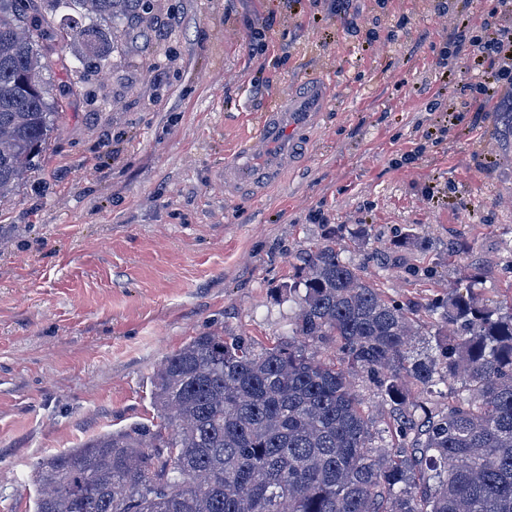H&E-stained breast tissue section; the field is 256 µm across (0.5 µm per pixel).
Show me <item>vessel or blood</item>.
<instances>
[{
  "instance_id": "1",
  "label": "vessel or blood",
  "mask_w": 512,
  "mask_h": 512,
  "mask_svg": "<svg viewBox=\"0 0 512 512\" xmlns=\"http://www.w3.org/2000/svg\"><path fill=\"white\" fill-rule=\"evenodd\" d=\"M332 72L320 71L275 101L254 119V131L224 159V191L261 199L305 159L313 131L324 120L335 95Z\"/></svg>"
}]
</instances>
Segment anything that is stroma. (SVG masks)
I'll return each instance as SVG.
<instances>
[{
    "instance_id": "35a3bbf8",
    "label": "stroma",
    "mask_w": 512,
    "mask_h": 512,
    "mask_svg": "<svg viewBox=\"0 0 512 512\" xmlns=\"http://www.w3.org/2000/svg\"><path fill=\"white\" fill-rule=\"evenodd\" d=\"M496 0H158L161 34L77 83L23 182L0 198V512H31L42 457L156 420L151 378L192 337L287 338L288 285L335 234L390 298L425 301L485 260L512 295V134L440 63L456 21ZM268 48L252 49L267 17ZM336 94L310 155L258 201L224 194L251 116L315 70ZM412 231L425 249L397 247ZM461 244L457 256L448 246Z\"/></svg>"
}]
</instances>
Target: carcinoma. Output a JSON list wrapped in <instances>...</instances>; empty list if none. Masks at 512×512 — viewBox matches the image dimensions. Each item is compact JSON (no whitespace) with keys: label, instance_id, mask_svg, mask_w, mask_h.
I'll return each mask as SVG.
<instances>
[{"label":"carcinoma","instance_id":"1","mask_svg":"<svg viewBox=\"0 0 512 512\" xmlns=\"http://www.w3.org/2000/svg\"><path fill=\"white\" fill-rule=\"evenodd\" d=\"M154 0H0V197L23 180L64 103L41 79L66 42L109 66L113 24L151 37ZM464 288L399 303L327 240L288 286V339L196 336L151 392L160 423L42 458L33 512H512V297ZM440 339L413 350L419 328ZM336 358L321 359V345ZM389 406L379 421L356 381Z\"/></svg>","mask_w":512,"mask_h":512}]
</instances>
